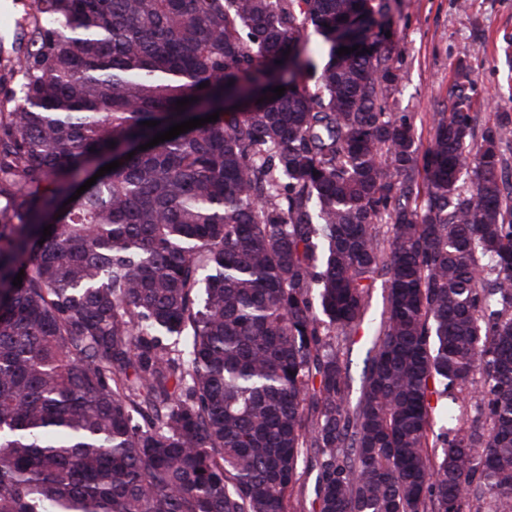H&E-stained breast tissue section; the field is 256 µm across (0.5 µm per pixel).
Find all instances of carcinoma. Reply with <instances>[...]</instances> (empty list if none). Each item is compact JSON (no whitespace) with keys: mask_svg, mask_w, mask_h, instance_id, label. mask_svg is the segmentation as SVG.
Segmentation results:
<instances>
[{"mask_svg":"<svg viewBox=\"0 0 512 512\" xmlns=\"http://www.w3.org/2000/svg\"><path fill=\"white\" fill-rule=\"evenodd\" d=\"M389 10L32 0L0 75V512H287L310 449L317 512L512 502V124L471 148L460 96L418 152L386 33L338 55ZM305 43L310 51H312L313 59L318 66L316 72L305 73L299 77V83L312 87L319 75L321 67L327 61V53L325 52V45L323 38L317 34L314 30L310 29L305 37Z\"/></svg>","mask_w":512,"mask_h":512,"instance_id":"obj_1","label":"carcinoma"}]
</instances>
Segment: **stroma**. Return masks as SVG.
<instances>
[{
    "mask_svg": "<svg viewBox=\"0 0 512 512\" xmlns=\"http://www.w3.org/2000/svg\"><path fill=\"white\" fill-rule=\"evenodd\" d=\"M30 0H0V70L17 61L15 22ZM396 79L385 85L387 111L408 115L420 148H427L433 116L458 96L468 97L475 133L512 119V0H393L390 13Z\"/></svg>",
    "mask_w": 512,
    "mask_h": 512,
    "instance_id": "35a3bbf8",
    "label": "stroma"
}]
</instances>
